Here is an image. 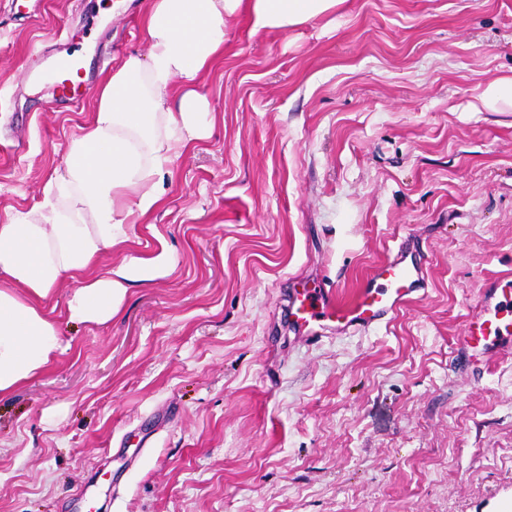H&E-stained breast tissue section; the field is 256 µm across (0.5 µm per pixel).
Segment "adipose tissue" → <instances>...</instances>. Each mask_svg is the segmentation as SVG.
I'll return each mask as SVG.
<instances>
[{"label": "adipose tissue", "mask_w": 512, "mask_h": 512, "mask_svg": "<svg viewBox=\"0 0 512 512\" xmlns=\"http://www.w3.org/2000/svg\"><path fill=\"white\" fill-rule=\"evenodd\" d=\"M342 0H149L146 57L122 59L95 92V112L69 140L64 164L31 210L0 224V398L63 352L50 301L74 283L64 315L115 317L131 285L167 275L168 251H127L125 225L164 203L174 158L209 137L214 114L199 87L224 56L228 21L247 12L254 30L280 32L328 14ZM117 259L101 265L104 255Z\"/></svg>", "instance_id": "ef3b65f1"}]
</instances>
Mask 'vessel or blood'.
<instances>
[{"label":"vessel or blood","instance_id":"b4317fda","mask_svg":"<svg viewBox=\"0 0 512 512\" xmlns=\"http://www.w3.org/2000/svg\"><path fill=\"white\" fill-rule=\"evenodd\" d=\"M60 91L59 101L78 104L82 87L92 73L78 58H56L51 72ZM426 261L414 240L404 238L389 249L375 269L362 278L351 299H341L330 288H301L290 292L291 324L307 339L324 334H348L389 322L415 295H425ZM466 342L489 349L512 344V295L498 294L489 287L473 311Z\"/></svg>","mask_w":512,"mask_h":512}]
</instances>
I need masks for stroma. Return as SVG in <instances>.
I'll list each match as a JSON object with an SVG mask.
<instances>
[{
	"label": "stroma",
	"instance_id": "35a3bbf8",
	"mask_svg": "<svg viewBox=\"0 0 512 512\" xmlns=\"http://www.w3.org/2000/svg\"><path fill=\"white\" fill-rule=\"evenodd\" d=\"M141 0H0V221L93 116L34 82L62 44L146 55ZM512 0H345L295 29L229 21L209 139L172 162L128 249L168 250L112 322L0 400V512H512V353L462 348L512 281ZM428 287L316 341L295 282L350 296L394 238ZM480 105L492 112H512V76L490 83L478 97Z\"/></svg>",
	"mask_w": 512,
	"mask_h": 512
}]
</instances>
